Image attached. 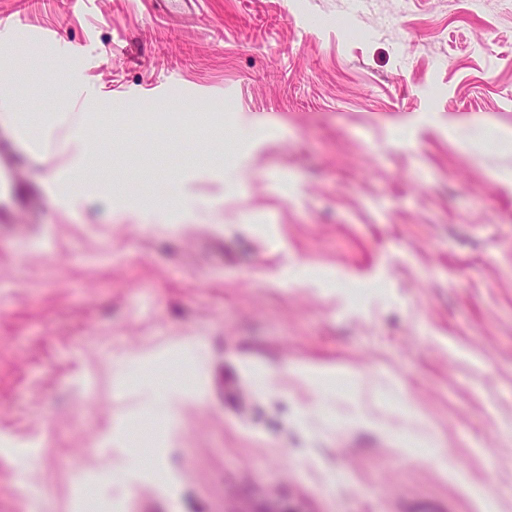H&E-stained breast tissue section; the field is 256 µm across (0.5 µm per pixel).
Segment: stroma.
<instances>
[{"label":"stroma","mask_w":512,"mask_h":512,"mask_svg":"<svg viewBox=\"0 0 512 512\" xmlns=\"http://www.w3.org/2000/svg\"><path fill=\"white\" fill-rule=\"evenodd\" d=\"M0 47L95 183L0 127V512H512V0H0ZM143 407L153 413L162 424H169L174 419L180 389L177 385L156 386L150 381L142 385Z\"/></svg>","instance_id":"stroma-1"}]
</instances>
